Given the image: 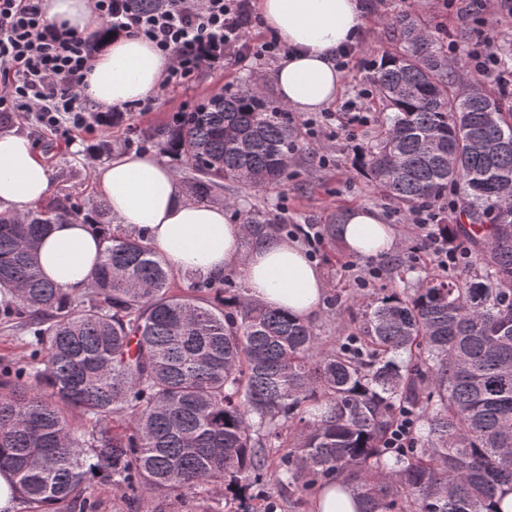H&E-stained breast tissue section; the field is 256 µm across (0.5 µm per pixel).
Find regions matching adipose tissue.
<instances>
[{
	"instance_id": "adipose-tissue-1",
	"label": "adipose tissue",
	"mask_w": 512,
	"mask_h": 512,
	"mask_svg": "<svg viewBox=\"0 0 512 512\" xmlns=\"http://www.w3.org/2000/svg\"><path fill=\"white\" fill-rule=\"evenodd\" d=\"M42 8L49 22L77 32L99 27L88 0H43ZM257 10L265 28L290 50L273 74L281 100L298 112H317L333 103L343 84L336 51L359 35L361 0H257ZM167 66L145 39L115 36L92 59L84 92L105 107L129 105L159 87ZM96 178L121 227L146 233L172 269L218 278L236 272L252 298L305 320L322 309L328 291L323 274L296 241L275 240L245 250L243 226L229 220L222 207L186 199L174 170L158 153L119 156L98 167ZM50 189V171L31 139L0 134V209L26 212ZM339 236L354 256L386 254L397 246L382 215L365 207L348 211ZM101 249L89 225H53L40 248L42 271L65 292L81 294Z\"/></svg>"
}]
</instances>
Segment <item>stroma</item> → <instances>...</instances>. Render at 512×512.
Here are the masks:
<instances>
[{"instance_id":"stroma-1","label":"stroma","mask_w":512,"mask_h":512,"mask_svg":"<svg viewBox=\"0 0 512 512\" xmlns=\"http://www.w3.org/2000/svg\"><path fill=\"white\" fill-rule=\"evenodd\" d=\"M365 23L360 36L361 46L343 73L344 90L333 112L343 111L346 102L364 94L366 121L354 128V141L344 138L316 136L306 138L305 149L290 167L286 185L278 190H260L242 195L237 185L225 184L214 197L216 205L225 201L247 199L255 207L292 225L289 237L301 240V228L314 230L332 222L335 215L354 206L383 212L387 224L398 241L393 253L379 257H355L347 253L340 239H322L315 246L314 260L328 282L329 295L322 312L311 324L325 346L353 332L367 304L383 288H415L429 264V255L414 224L406 220L395 204L384 200L375 186L355 167L356 146L367 143L377 128L379 97L373 73L363 65L364 59H380L389 51L396 33L394 17L407 11L431 25L440 27L449 40L460 43L485 36L481 23L488 10L484 0H363ZM247 72L241 66L228 64L219 72H205L188 85L157 89L156 102L150 111L132 109L122 123L113 126L110 134L96 136L84 132L71 138L41 130L34 119H17L13 130L30 137L51 170V195L72 194L85 209H92L103 195L95 181L98 166L110 162L116 153H127L128 143H140L142 150H156L155 140L143 139L142 131H152L165 124L180 109L190 110L223 89L235 88ZM379 271L378 277L368 275L369 268Z\"/></svg>"}]
</instances>
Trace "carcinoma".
Masks as SVG:
<instances>
[{
    "mask_svg": "<svg viewBox=\"0 0 512 512\" xmlns=\"http://www.w3.org/2000/svg\"><path fill=\"white\" fill-rule=\"evenodd\" d=\"M374 70L383 107L362 165L385 199L410 213L464 190V236L476 261L456 279L427 271L412 293L384 289L357 333L322 351L312 325L241 288L173 269L144 234L94 206L103 242L84 295L39 262L53 224L81 206L62 194L0 211V319L31 337L0 363V472L34 512H94L101 477L127 494L216 503L272 477L296 490L340 480L360 512H494L512 486V105L482 81L460 92L463 59L440 29L396 17ZM210 198L288 181L300 125L263 87L242 81L154 133ZM244 246L288 225L239 211ZM81 412L89 424L70 420ZM412 419L408 448H389ZM282 448L288 453L279 454Z\"/></svg>",
    "mask_w": 512,
    "mask_h": 512,
    "instance_id": "cac0c4a2",
    "label": "carcinoma"
}]
</instances>
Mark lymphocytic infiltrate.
<instances>
[{
	"label": "lymphocytic infiltrate",
	"mask_w": 512,
	"mask_h": 512,
	"mask_svg": "<svg viewBox=\"0 0 512 512\" xmlns=\"http://www.w3.org/2000/svg\"><path fill=\"white\" fill-rule=\"evenodd\" d=\"M42 0H0V112L34 115L46 129L94 131L111 123V110H93L83 93L84 76L102 43L62 25L49 23ZM106 34L142 37L171 61L167 85L178 87L205 71L232 62L253 67L284 57L288 47L278 38H249L259 19L251 0H156L139 7L134 0H90ZM503 44L492 39L464 48L472 74L512 95V70L502 68ZM439 210L422 205L412 222L423 232L433 265H459L466 254L449 247L435 226Z\"/></svg>",
	"instance_id": "f902f5d3"
}]
</instances>
